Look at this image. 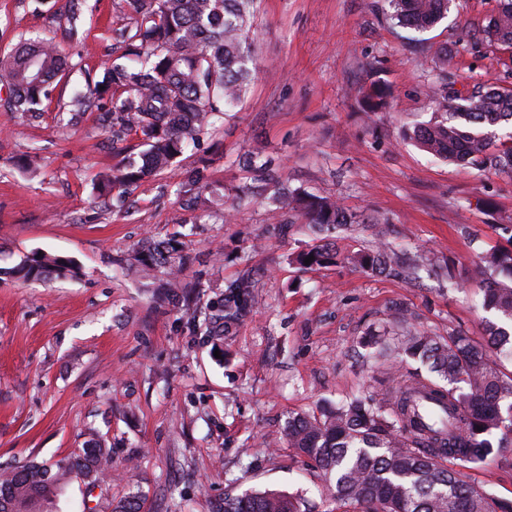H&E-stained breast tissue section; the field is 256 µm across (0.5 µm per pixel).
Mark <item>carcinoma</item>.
I'll return each mask as SVG.
<instances>
[{
	"label": "carcinoma",
	"instance_id": "obj_1",
	"mask_svg": "<svg viewBox=\"0 0 512 512\" xmlns=\"http://www.w3.org/2000/svg\"><path fill=\"white\" fill-rule=\"evenodd\" d=\"M86 0H59L57 13L73 20ZM390 18L401 28L424 32L447 15L452 0H387ZM254 0H131L138 16L136 31L116 32L124 52L107 65L103 77L74 97L83 108L112 98L120 131L134 133L142 150L124 157L112 173L98 177V197L119 201L129 188L167 169L196 147L215 123L244 98L256 71L250 51ZM491 46L512 48V0L480 31ZM66 61L50 39L21 43L0 58V86L9 95V110L30 117L41 114L43 100L62 78ZM389 93L378 81L361 91L364 111L386 107ZM439 118L413 128L408 137L424 151L450 163L512 174V144L496 145L485 129L512 123V89H478L462 97L446 88H432ZM243 166L272 184L267 209L280 220L290 209L305 217L314 242L296 256L300 267L332 264L340 257L337 241L350 219L336 200L289 190L274 181L275 162L247 153ZM196 172L188 182L187 202L205 213L212 210L208 186ZM508 246L486 251L465 271L484 282L482 307L494 319L482 333L434 336L407 322L389 360L402 367L418 361L440 376L438 383L418 371L397 375L381 371L380 399L354 396L328 413H298L288 420V447L309 459L320 473L333 508L330 512H512V501L495 498L465 481L448 467L450 459L478 465L498 457L508 467L504 446L493 445L496 430L512 432V225ZM378 244L351 257L366 272L400 268L410 274L423 266L418 255ZM314 260L305 264V258ZM185 242L174 236L157 242L146 238L130 257L146 280L160 276L178 288L177 274L186 265ZM24 280L53 275L74 276L77 268L50 254L26 258L0 272ZM258 279L247 271L224 282L223 297L193 311V328L213 336L219 325L231 330L258 302ZM114 468L101 444L82 448L55 467L35 460L0 471V512H35L51 501L57 489L77 470L90 483L103 481ZM139 495L130 493L112 505V512H141ZM210 512H313L299 494L253 490L211 503Z\"/></svg>",
	"mask_w": 512,
	"mask_h": 512
}]
</instances>
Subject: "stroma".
<instances>
[{
	"label": "stroma",
	"mask_w": 512,
	"mask_h": 512,
	"mask_svg": "<svg viewBox=\"0 0 512 512\" xmlns=\"http://www.w3.org/2000/svg\"><path fill=\"white\" fill-rule=\"evenodd\" d=\"M496 7L454 0L447 18L418 33L396 27L385 0H257L259 70L241 103L118 208L93 184L139 140H114L108 113L73 115L71 100L121 54L113 31L134 26L128 0L82 10L71 40L48 0H0V55L41 36L68 61L39 118L8 111L0 89V269L43 253L81 269L76 279L0 276V470L51 465L98 440L123 476L98 487L71 476L48 512H111L134 488L143 512H208L224 494L265 488L302 493L328 512L317 472L284 438L289 415L376 390L360 343L369 330L397 333L410 318L443 337L479 334L483 284L431 268L414 280L348 263L299 270L292 258L311 242L304 217L289 213L272 228L261 183L237 160L262 152L289 187L335 198L357 221L338 243L344 254L371 248L379 224L396 249L471 265L505 243L512 175L438 160L406 133L433 116L427 91L439 81L440 48L455 89L512 86V51L473 38ZM374 77L389 106L369 117L358 91ZM27 154L38 156L36 169L17 166ZM203 158L225 200L246 194L231 223L202 217L177 193ZM176 232L189 243L183 280L199 283L200 303L245 268L259 274L263 301L232 334L196 335L164 279L117 265L143 237ZM463 472L512 500V470L499 459Z\"/></svg>",
	"instance_id": "stroma-1"
}]
</instances>
